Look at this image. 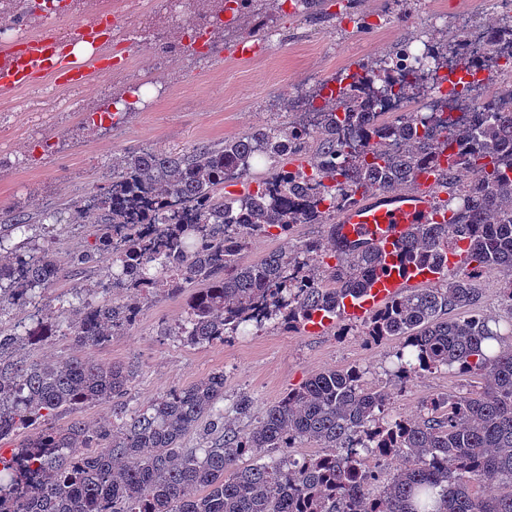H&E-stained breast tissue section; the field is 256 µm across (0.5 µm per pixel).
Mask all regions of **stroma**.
<instances>
[{
	"instance_id": "stroma-1",
	"label": "stroma",
	"mask_w": 512,
	"mask_h": 512,
	"mask_svg": "<svg viewBox=\"0 0 512 512\" xmlns=\"http://www.w3.org/2000/svg\"><path fill=\"white\" fill-rule=\"evenodd\" d=\"M109 19L119 36L108 52L116 69L109 78L50 87L39 77L29 86L0 95V213L22 212L34 220L27 234L53 242L65 277L44 294L49 317L73 287L96 286L110 257L94 267L75 269L73 252L90 242L86 224H55L46 212L86 196L103 184L113 160L146 147L186 150L201 142L240 136L255 125L296 120L293 103L350 68L395 47L424 39L444 49L453 35L512 23L503 0H322L308 15L295 6L270 8V34L259 54L241 53L254 19L234 16L221 0H111ZM88 0H35L14 27L75 30ZM366 28H358L357 19ZM126 108L113 112L114 101ZM327 233L323 224L295 225L289 238L256 237L244 252L256 261L267 254ZM192 289L154 294L140 305L136 321L104 345L76 349L69 337L35 345H14V357L27 362L57 361L76 354L102 364L132 365L135 378L122 402L135 413L175 387L213 372L224 374L226 416L239 427L312 375L357 366L371 385L388 388L390 413L416 417L424 397L468 389L448 370L422 373L399 385L390 374L395 339L365 342L363 324L340 319L323 333L270 324L207 346H190L169 331L185 316ZM253 413L235 417L241 397Z\"/></svg>"
}]
</instances>
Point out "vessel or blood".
<instances>
[{
  "mask_svg": "<svg viewBox=\"0 0 512 512\" xmlns=\"http://www.w3.org/2000/svg\"><path fill=\"white\" fill-rule=\"evenodd\" d=\"M48 47L45 41L28 42L23 55L0 48V94L10 93L41 74ZM439 186L437 171L421 174L414 190L378 199L359 200L342 212L337 220L340 235L347 240H363L377 247L383 265L369 288L357 296L346 297L341 313L345 318L368 319L408 285H428L437 278L433 270L400 268L397 254L413 225L436 220L434 193Z\"/></svg>",
  "mask_w": 512,
  "mask_h": 512,
  "instance_id": "1",
  "label": "vessel or blood"
}]
</instances>
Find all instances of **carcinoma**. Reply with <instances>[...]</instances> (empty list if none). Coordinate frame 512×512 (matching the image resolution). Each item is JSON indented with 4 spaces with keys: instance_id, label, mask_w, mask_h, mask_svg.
Returning a JSON list of instances; mask_svg holds the SVG:
<instances>
[{
    "instance_id": "cac0c4a2",
    "label": "carcinoma",
    "mask_w": 512,
    "mask_h": 512,
    "mask_svg": "<svg viewBox=\"0 0 512 512\" xmlns=\"http://www.w3.org/2000/svg\"><path fill=\"white\" fill-rule=\"evenodd\" d=\"M414 81L380 74L381 64L351 73L338 89L307 101L304 119L286 126L258 125L224 142L179 152L147 149L112 166L108 183L67 204L70 224L95 226L94 241L73 263L90 267L112 254L108 273L126 280V300L91 301L71 292L74 319L48 325L40 318L0 330V441L24 430L29 477L17 479L15 456L0 455V490L13 488L16 512H512V320L477 310L481 279L503 274L499 298L512 312V108L453 120L446 112H406L384 119L382 100L409 97L433 76L411 65L405 47L393 52ZM372 82L371 96L358 89ZM296 161L289 169V161ZM267 173L257 188L224 195L227 174L246 178L254 165ZM442 168L448 198L444 223L416 224L401 247L408 266L442 271L428 288L395 296L365 320L372 340L393 337V376L403 382L441 368L479 380L473 390L422 401L417 418L385 417L390 393L371 387L357 367L327 369L292 388L240 429L225 420L224 372L152 401L119 424L95 428L74 416L58 430L44 422L58 413L127 394L135 370L80 356L44 364L4 360L17 336L61 333L81 348L103 345L135 321L139 300L157 292L141 279L177 292L201 282L174 335L206 345L245 329L257 303L263 321L289 328L321 311L336 318L347 295L368 287L382 262L378 249L347 242L334 214L369 190L400 192L419 173ZM153 195L148 220L159 240L145 249L128 239L112 250V227L142 218L135 190ZM195 200L187 224L164 201ZM31 224L9 213L0 225V312L36 302L63 269L50 248L8 250L5 237ZM296 224H327V238H309L247 261L248 240ZM462 256L448 269V254ZM336 260L330 264L328 259ZM207 423L197 448L188 434ZM309 442L322 455L297 459L291 448ZM404 465L381 481L384 461ZM496 482L485 496L473 486Z\"/></svg>"
}]
</instances>
